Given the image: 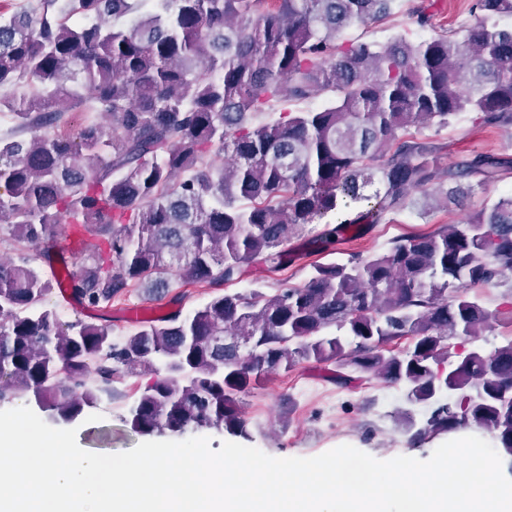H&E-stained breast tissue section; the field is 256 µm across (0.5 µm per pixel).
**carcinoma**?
<instances>
[{
  "label": "carcinoma",
  "mask_w": 512,
  "mask_h": 512,
  "mask_svg": "<svg viewBox=\"0 0 512 512\" xmlns=\"http://www.w3.org/2000/svg\"><path fill=\"white\" fill-rule=\"evenodd\" d=\"M29 0L0 12V402L33 392L71 421L142 372L129 408L140 435L217 429L247 435L239 397L299 362H331L339 386H402L422 410L399 412L409 444L458 429L491 434L512 460V341L490 354L462 341L494 323L471 292L512 274V193L457 224L400 236L384 251L313 266L272 295L225 292L151 317L121 338L44 307L66 287L85 307L112 306L134 285L219 288L250 268L275 273L301 241L414 206L459 202L512 158L477 154L444 168L443 147L399 131L451 125L464 112L512 127V0H472L470 20L430 36L340 41L397 0ZM431 4L412 8L433 27ZM324 104L255 123L281 99ZM88 113L76 135L55 132ZM330 215L336 222L315 225ZM96 239L56 260L52 228ZM62 267H55V262ZM406 340L405 348L399 341Z\"/></svg>",
  "instance_id": "cac0c4a2"
}]
</instances>
